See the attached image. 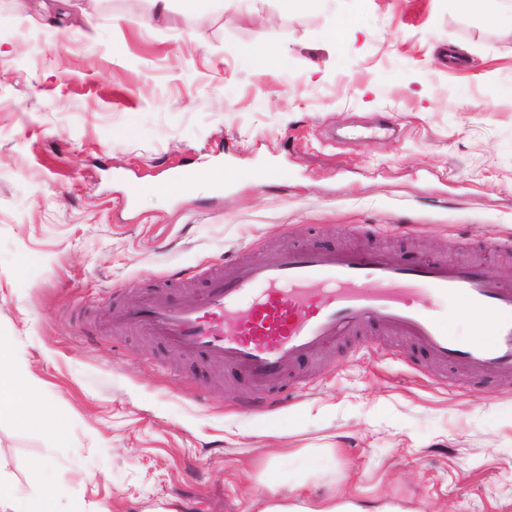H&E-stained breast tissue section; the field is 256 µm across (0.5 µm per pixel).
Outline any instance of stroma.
<instances>
[{"mask_svg":"<svg viewBox=\"0 0 512 512\" xmlns=\"http://www.w3.org/2000/svg\"><path fill=\"white\" fill-rule=\"evenodd\" d=\"M206 166L223 192L147 191ZM510 235L512 35L482 11L0 0V346L62 426L0 416V477L58 512H512L494 378L458 390L381 335L240 413L226 370L108 325L144 290L181 302L225 254L291 243L466 253L512 285V251L484 249Z\"/></svg>","mask_w":512,"mask_h":512,"instance_id":"obj_1","label":"stroma"}]
</instances>
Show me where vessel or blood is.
<instances>
[{
	"instance_id": "vessel-or-blood-1",
	"label": "vessel or blood",
	"mask_w": 512,
	"mask_h": 512,
	"mask_svg": "<svg viewBox=\"0 0 512 512\" xmlns=\"http://www.w3.org/2000/svg\"><path fill=\"white\" fill-rule=\"evenodd\" d=\"M443 301L472 321V340L460 341L436 313ZM111 322L228 369L250 391L240 402L246 410L276 409L300 387L294 371L377 323L437 368L462 369L471 381L512 379V287L483 260L400 261L374 247L287 246L227 257L224 272L182 303L148 290L138 305L114 310Z\"/></svg>"
}]
</instances>
